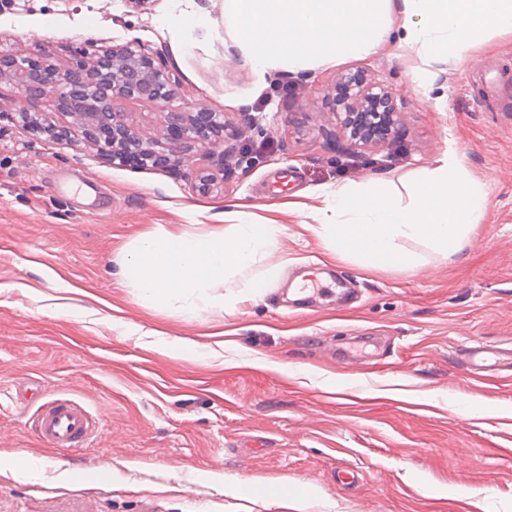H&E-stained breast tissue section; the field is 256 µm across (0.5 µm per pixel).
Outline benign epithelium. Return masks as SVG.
Returning <instances> with one entry per match:
<instances>
[{"mask_svg":"<svg viewBox=\"0 0 512 512\" xmlns=\"http://www.w3.org/2000/svg\"><path fill=\"white\" fill-rule=\"evenodd\" d=\"M0 76L12 82L21 99L49 97L57 112L72 118L71 123L54 128L57 138L81 135L102 140L112 149V158L124 163L135 160L163 168L188 162L176 150L146 146L137 134L135 114L161 111L169 139L207 145L202 160L219 172H224L230 152L251 159L237 147L215 151L224 138L222 114L202 107L193 112L165 109L174 99L178 80L157 52L134 40L65 69L47 54L40 59L22 52L0 54ZM327 101L342 112L343 126L355 142L384 143L395 138L394 95L363 72L341 74Z\"/></svg>","mask_w":512,"mask_h":512,"instance_id":"obj_1","label":"benign epithelium"}]
</instances>
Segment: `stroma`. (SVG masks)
<instances>
[{
  "instance_id": "stroma-1",
  "label": "stroma",
  "mask_w": 512,
  "mask_h": 512,
  "mask_svg": "<svg viewBox=\"0 0 512 512\" xmlns=\"http://www.w3.org/2000/svg\"><path fill=\"white\" fill-rule=\"evenodd\" d=\"M196 8L215 25L179 58V28L159 25L179 15L178 0H16L0 12V51L45 49L61 67L133 39L150 45L176 71L174 108L222 113L258 158L202 193L190 167L123 164L82 136L54 140L46 128L64 118L50 98L29 103L28 125L13 122L18 93L0 81V284L10 287L0 294V512H296L301 499L305 512H512V372L475 379L457 355L474 340L512 343V109L497 94L512 77V37L432 64L425 89L420 58L391 43L261 82L225 50L219 8ZM356 69L394 93L395 143L352 150L340 133L324 97ZM246 112L258 125L242 126ZM450 146L488 192L454 262L411 241L414 268L367 267L308 232L300 212L267 208L370 178L409 202L416 172ZM235 202L285 227L286 263L263 298L250 300L237 275L222 312L142 306L117 254L158 224L226 231ZM304 269L340 279L356 301H297ZM182 339L197 358L162 346ZM60 397L95 418L91 440L40 438L38 408ZM475 399L489 416L470 413ZM21 453L39 459L36 478L12 476ZM103 462L105 483L94 475ZM62 464L87 479H59ZM214 473L250 482V494L231 496Z\"/></svg>"
}]
</instances>
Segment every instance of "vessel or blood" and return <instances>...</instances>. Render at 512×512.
Listing matches in <instances>:
<instances>
[{
  "label": "vessel or blood",
  "instance_id": "obj_1",
  "mask_svg": "<svg viewBox=\"0 0 512 512\" xmlns=\"http://www.w3.org/2000/svg\"><path fill=\"white\" fill-rule=\"evenodd\" d=\"M458 354L462 366L470 374L478 376L503 370L512 372V351L475 342L462 346ZM36 427L44 440L60 448L85 443L95 431L89 412L68 398H57L46 403L37 416Z\"/></svg>",
  "mask_w": 512,
  "mask_h": 512
}]
</instances>
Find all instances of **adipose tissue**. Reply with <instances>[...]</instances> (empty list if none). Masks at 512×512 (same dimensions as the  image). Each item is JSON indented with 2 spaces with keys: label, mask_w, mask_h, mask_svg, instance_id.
Listing matches in <instances>:
<instances>
[{
  "label": "adipose tissue",
  "mask_w": 512,
  "mask_h": 512,
  "mask_svg": "<svg viewBox=\"0 0 512 512\" xmlns=\"http://www.w3.org/2000/svg\"><path fill=\"white\" fill-rule=\"evenodd\" d=\"M224 47L240 65L266 78L331 66L376 54L388 43L416 53L424 63L414 79L427 87L429 64L458 55L479 36H512V0H220ZM308 207L305 227L354 255L363 265L416 266L410 240L454 260L484 216L488 194L470 179L449 149L419 170L413 199L402 204L379 181L326 189ZM228 233L201 237L157 225L117 259L118 274L147 308L182 301L186 316L226 304L220 290L230 276L247 274L251 299L262 298L279 264L268 258L283 227L250 219L247 206L224 208Z\"/></svg>",
  "instance_id": "adipose-tissue-1"
}]
</instances>
